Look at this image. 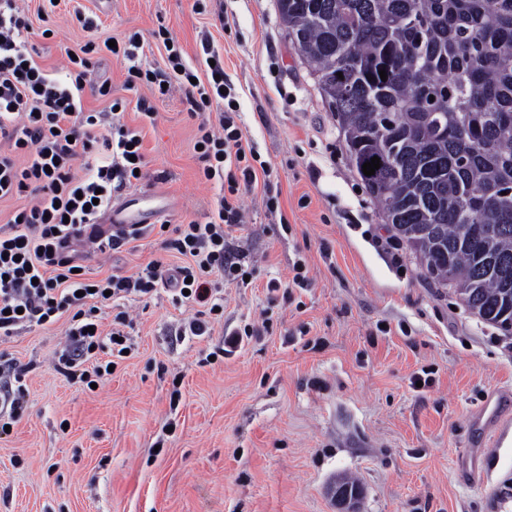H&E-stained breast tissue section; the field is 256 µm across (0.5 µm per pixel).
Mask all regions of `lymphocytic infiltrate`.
Wrapping results in <instances>:
<instances>
[{
	"instance_id": "obj_1",
	"label": "lymphocytic infiltrate",
	"mask_w": 512,
	"mask_h": 512,
	"mask_svg": "<svg viewBox=\"0 0 512 512\" xmlns=\"http://www.w3.org/2000/svg\"><path fill=\"white\" fill-rule=\"evenodd\" d=\"M34 34L20 0H0V201L32 198L0 226V337L12 336L20 326L64 323L57 369L87 384L108 374L109 365L98 361V353L127 348V312L117 314V328L106 334L100 323L103 307L164 289L174 300L197 304L188 324L191 335H206L223 316L213 275L239 283L248 274L227 244V231L245 219L242 190L253 187L257 178H271L272 170L250 163L235 107H213L227 83L224 61L210 43L202 45L215 62L205 83L195 81L163 26L152 33L166 51L163 67L144 65L146 42L134 34L113 47L90 41L64 48L56 78L36 62ZM103 54L123 64L127 90L145 87L160 100L180 96L197 124L200 177L218 193L202 218L159 229L163 249L179 255V265L152 261L128 275L90 279L80 268L82 254L122 246L102 236L100 217L111 209L114 194L147 166L140 131L121 120L124 100L113 99L109 80L88 84L94 58ZM88 88L103 101V109L85 106ZM82 159L87 167L81 171L77 163ZM25 376L24 368L0 365V418L17 416L27 392Z\"/></svg>"
}]
</instances>
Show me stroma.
Returning <instances> with one entry per match:
<instances>
[{
  "instance_id": "obj_1",
  "label": "stroma",
  "mask_w": 512,
  "mask_h": 512,
  "mask_svg": "<svg viewBox=\"0 0 512 512\" xmlns=\"http://www.w3.org/2000/svg\"><path fill=\"white\" fill-rule=\"evenodd\" d=\"M31 0L40 63L60 67L63 47L112 36L150 37L166 26L188 66L205 76L202 39L224 55L245 142L275 172L270 189L243 192L246 222L231 244L248 284L223 288L224 316L206 336H184L196 307L167 293L102 310L133 319L130 351L94 390L55 368L63 325L25 326L0 355L26 368L28 394L0 435V512H338L339 478L361 488L358 512H512L497 493L512 483V420L496 434L476 482L462 462L468 419L489 392L512 411V331L482 320L452 290L426 278L407 246L391 249L378 205L361 188L343 137L308 67L293 49L277 0ZM98 23L82 29L74 8ZM107 77L141 129L148 175L129 192L141 209L179 223L211 207L193 150L196 124L179 97L136 106L147 89ZM177 255L155 231L86 259L88 275L132 272ZM311 285L293 298L295 261ZM266 323L260 338L222 354L226 333ZM430 379L417 388L414 377Z\"/></svg>"
}]
</instances>
